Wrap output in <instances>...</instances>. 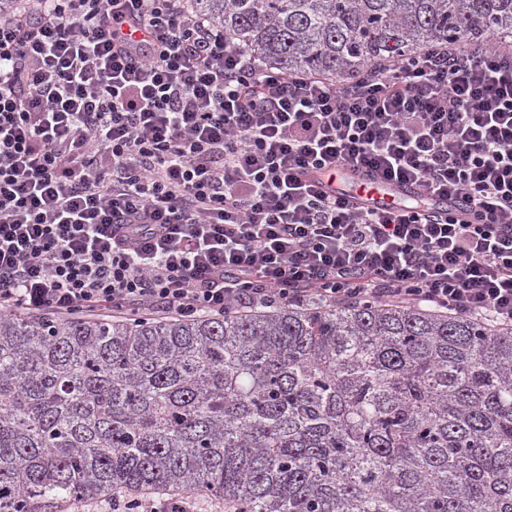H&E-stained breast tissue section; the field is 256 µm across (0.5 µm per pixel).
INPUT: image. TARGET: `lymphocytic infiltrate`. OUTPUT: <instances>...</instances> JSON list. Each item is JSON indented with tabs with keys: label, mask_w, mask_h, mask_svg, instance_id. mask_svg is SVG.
Returning <instances> with one entry per match:
<instances>
[{
	"label": "lymphocytic infiltrate",
	"mask_w": 512,
	"mask_h": 512,
	"mask_svg": "<svg viewBox=\"0 0 512 512\" xmlns=\"http://www.w3.org/2000/svg\"><path fill=\"white\" fill-rule=\"evenodd\" d=\"M357 171L419 192L358 208ZM336 301L512 328V47L430 48L334 84L265 66L189 0L0 16V311ZM204 498L117 491L112 512Z\"/></svg>",
	"instance_id": "f902f5d3"
}]
</instances>
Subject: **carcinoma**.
Listing matches in <instances>:
<instances>
[{
    "label": "carcinoma",
    "mask_w": 512,
    "mask_h": 512,
    "mask_svg": "<svg viewBox=\"0 0 512 512\" xmlns=\"http://www.w3.org/2000/svg\"><path fill=\"white\" fill-rule=\"evenodd\" d=\"M333 83L512 39V0H192ZM204 490L245 512H512V329L336 302L202 319L0 313V512Z\"/></svg>",
    "instance_id": "carcinoma-1"
}]
</instances>
